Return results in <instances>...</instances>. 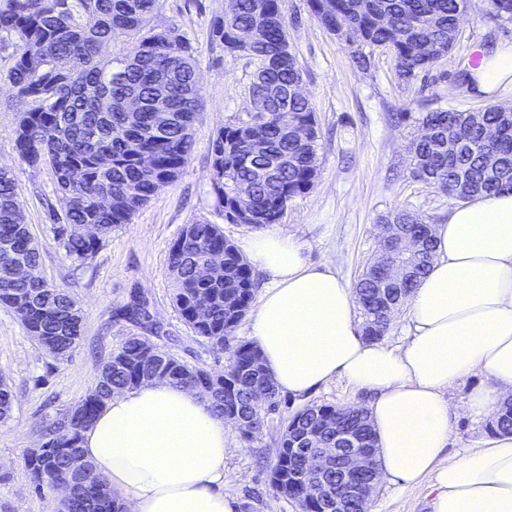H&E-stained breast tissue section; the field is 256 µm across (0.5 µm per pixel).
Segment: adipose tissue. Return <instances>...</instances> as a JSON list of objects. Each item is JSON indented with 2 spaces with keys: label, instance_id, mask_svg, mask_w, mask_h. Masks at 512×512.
<instances>
[{
  "label": "adipose tissue",
  "instance_id": "adipose-tissue-1",
  "mask_svg": "<svg viewBox=\"0 0 512 512\" xmlns=\"http://www.w3.org/2000/svg\"><path fill=\"white\" fill-rule=\"evenodd\" d=\"M486 92L512 82V50L473 69ZM435 259L407 303L395 348L366 341L356 296L331 264L275 230L244 242L266 278L249 329L278 391L314 392L337 379L369 391L380 479L423 485L432 512H512V435L450 450L448 391L478 374L475 418L512 398V191L461 202L434 225ZM227 428L197 390L152 380L112 396L82 450L128 512H239L224 492Z\"/></svg>",
  "mask_w": 512,
  "mask_h": 512
}]
</instances>
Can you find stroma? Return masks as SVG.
I'll return each instance as SVG.
<instances>
[{
	"instance_id": "35a3bbf8",
	"label": "stroma",
	"mask_w": 512,
	"mask_h": 512,
	"mask_svg": "<svg viewBox=\"0 0 512 512\" xmlns=\"http://www.w3.org/2000/svg\"><path fill=\"white\" fill-rule=\"evenodd\" d=\"M285 7L290 48L318 119L319 170L313 188L289 203L275 228L303 241L312 263L334 261L337 274L353 285L378 248L379 226L387 216L404 211L436 224L455 205L454 197L412 175L409 145L421 130L425 112L512 107V86L486 96L465 78L476 51L512 47V19L497 15L486 0H471L455 49L406 82L399 78L388 48L348 44L314 18L308 0H285ZM223 14L224 0H157L153 24L178 28L196 50L203 106L194 122L193 152L182 175L161 186L131 223L114 230L84 268L66 257L50 219L51 212L64 209L52 170L31 169L19 161L15 130L26 106L7 80L12 50L0 47V168L14 170L17 177L23 220L40 244L41 276L69 289L83 317L76 349L55 360L0 306V377L14 396L11 419L0 423V512H57L56 497L35 492L23 455L38 445L42 421L80 403L101 362L135 333L134 325L113 316L133 294L148 299L163 327L155 344L210 371L224 370L229 362L230 350L212 349L194 337L175 311L169 267V249L185 224L206 220L221 225L225 237L238 246L252 232L247 225L225 222L211 186L212 139L224 125L250 112L249 87L256 69L253 60L224 52L212 42V25ZM360 54L367 57V66L358 64ZM481 381V376H470L448 393L458 409L451 421V447H476L489 435L486 420L463 409L468 391ZM367 400L364 391L343 380L303 397L282 394L279 409L266 415L257 439L249 441L230 430L225 493L237 498L240 512H297L294 502L276 496L267 478L286 419L313 403ZM368 512H431L430 497L423 486L403 488L385 481Z\"/></svg>"
}]
</instances>
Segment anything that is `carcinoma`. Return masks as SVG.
Returning <instances> with one entry per match:
<instances>
[{
	"instance_id": "carcinoma-1",
	"label": "carcinoma",
	"mask_w": 512,
	"mask_h": 512,
	"mask_svg": "<svg viewBox=\"0 0 512 512\" xmlns=\"http://www.w3.org/2000/svg\"><path fill=\"white\" fill-rule=\"evenodd\" d=\"M468 0H309L312 15L328 30L349 44L391 46L398 76L409 81L427 71L453 49L448 29L455 27L460 6ZM224 21L213 27V40L224 51L249 57L257 64L250 95L254 123L233 122L212 141L211 182L216 207L230 219L234 210L233 185L251 183L245 209L251 224H275L282 205L308 192L318 170L309 162V146L299 143L280 122L279 113L292 112L296 121L310 126L318 140L316 113L306 99H292L287 89L301 70L288 42V16L284 0H224ZM155 0H0V40L13 48L8 81L28 101L15 137L22 164L30 168L51 167L58 194L69 199L63 215L51 221L61 224L60 244L70 261L89 264L112 231L131 222L158 188L175 181L193 151V122L200 95L196 59L190 42L174 27L161 31L150 26ZM266 17L258 43L238 46L233 30L255 21L256 9ZM387 18L404 30L401 41L391 44ZM131 40L126 53L104 57L102 48L117 40ZM142 100L135 113L123 110L128 97ZM485 124L502 128L493 142L482 139L481 125L469 121V113L433 110L422 123L433 131L428 142L411 143L413 173L442 191L457 196H487L512 190V119L493 107L485 109ZM471 148L453 162L448 160V126ZM261 139L275 167L260 181L253 180L250 140ZM78 170L82 181H69ZM109 193L108 204L96 198ZM19 198L16 176L0 170V305L8 308L31 336H43L46 355L59 359L74 350L81 336L82 315L76 298L65 288L47 282L20 280L13 273L16 257L38 265L40 247L29 228L16 219ZM398 225L388 246L378 248L356 284L363 316V334L369 341L384 336L390 318L388 301L406 297L427 274L435 245L430 225L395 213L387 220ZM71 224H98L100 237L88 239L66 233ZM417 244L403 279L380 284L378 272L404 253L408 241ZM170 248L169 264L174 275L172 303L193 333L216 350L228 345L235 328L254 297L256 278L235 245L217 224L197 221L187 224ZM224 252V277L202 281L197 267L214 253ZM389 289V298L376 288ZM207 305L206 320L195 318L198 304ZM256 347L237 344L225 375H215L190 366L142 335H132L103 363L94 386L77 409L57 413L40 426V445L24 456V466L35 491L52 489L56 482H73L72 499L63 512H121L112 498L107 480L81 453L83 432L106 402L163 372L167 380L194 385L208 396L214 414L224 419L231 412L254 420L260 410L252 400L255 387L268 393L269 405L277 410L279 391L264 364L250 369ZM235 387L234 404L224 405V379ZM13 395L8 384L0 387V422L11 418ZM352 429L367 447L368 412L352 411L332 404L308 405L292 414L280 440L281 451L270 468L269 485L283 497L305 508L322 512L321 503L311 504V491L297 473L307 453L290 447L299 429H307L314 443L329 437L332 419ZM493 433L512 434V403H503L488 423Z\"/></svg>"
}]
</instances>
